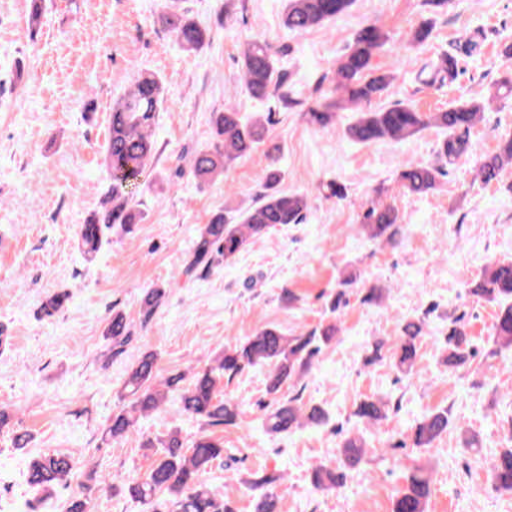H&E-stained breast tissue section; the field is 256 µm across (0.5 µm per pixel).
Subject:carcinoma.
I'll use <instances>...</instances> for the list:
<instances>
[{"label": "carcinoma", "instance_id": "carcinoma-1", "mask_svg": "<svg viewBox=\"0 0 512 512\" xmlns=\"http://www.w3.org/2000/svg\"><path fill=\"white\" fill-rule=\"evenodd\" d=\"M353 0H286L284 26L303 32L320 26L347 11ZM161 27L171 34L185 51H201L208 40L209 28L195 20L179 0H169L157 16ZM482 34L476 30L461 37L454 52L441 54L427 65L428 85L453 82L464 57L480 53ZM387 35L376 24L363 27L352 44L336 60L333 90L313 98L302 109L306 122L317 130L333 124L336 112L350 110L357 120L347 128L350 139L362 144L376 143L386 138L404 139L428 127L444 133L436 149L437 161L424 163L407 160L397 175V181L408 193L418 196L435 191L440 178L447 175L446 167L468 151L466 134L481 119L487 105L512 96V74L493 80L488 97L469 99L438 112L418 111L413 105L397 101L375 108L372 102L389 90L393 76L377 72L373 57L386 45ZM280 51L267 40L254 37L246 43L241 59V85L249 97L260 102L280 92L284 106L294 103L288 94V72L279 67ZM165 102V88L154 72L140 71L126 91L112 102V114L103 165L110 179L102 210L78 227V246L84 259L91 261L101 248L106 232H132L136 210L126 181L138 178L151 161L154 145L152 127ZM210 136L207 145L196 151L190 160L189 173L198 185L208 184L224 175V170L247 155L263 142L265 124L245 118L232 105L211 113ZM279 147L268 150L270 163L261 175L262 193L245 208L228 206L215 210L207 223L201 225L186 254L184 273L192 277L198 271L209 272L232 260L255 240L268 234L278 224H300L310 208L306 192H284L279 189L283 172L278 166ZM512 162V138L500 141L496 151L483 156L476 164L475 178L485 184L499 180L504 166ZM361 228L368 239L389 246L400 241L399 215L390 204L373 202L362 214ZM471 293L498 306L492 342V354L512 352V262L499 261L484 269ZM165 290L147 289L141 299L142 323L146 324L161 307ZM68 294L55 293L40 304L43 317L50 319L65 307ZM340 332L337 323L315 327L297 336H287L275 328H264L241 343L224 346V351L209 358L205 366L193 373L180 393L182 411L203 420L208 426L233 423L237 407L229 398L219 395L221 379L228 380L258 365L268 367L269 390L276 391L287 379H299L308 373L322 347L336 340ZM423 333V322L399 325L395 337L397 367L407 375L416 371ZM105 338L112 354H121L130 343L132 333L124 314L112 313ZM444 362L456 370L473 355L463 318L453 322L443 345ZM184 376L179 374L157 380L155 355L145 353L128 371L123 384V397L129 399L120 411L112 413L105 429L108 438L129 434L138 420L159 411L175 391ZM358 419L376 425L386 419L382 401L365 398L355 412ZM326 421L324 410L301 402L297 396L284 398L264 415L265 430L270 435L286 434L305 424L320 425ZM453 425L445 408L425 415L414 426L413 445L431 448ZM144 449L154 451L156 459L147 476L128 485L129 495L147 506V512H229L224 497L205 484L202 476L224 456V441L206 434L185 446L177 430L156 439L144 441ZM364 442L348 436L342 445V466H355L363 453ZM75 469L73 458L65 453H44L34 459L28 469L27 483L35 494L50 495L59 485L67 483ZM490 474L496 489L512 493V448L502 449L492 460ZM282 476L250 481L255 492V512H278L275 485ZM317 489H333L342 485L343 476L325 466H317L311 476ZM431 477L417 467L407 476V487L394 502L393 512H426L430 496Z\"/></svg>", "mask_w": 512, "mask_h": 512}]
</instances>
